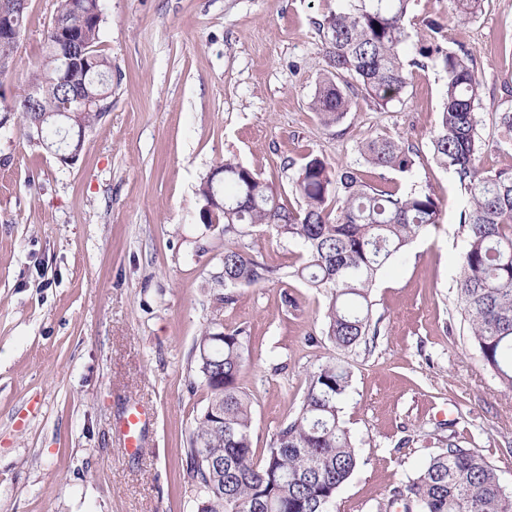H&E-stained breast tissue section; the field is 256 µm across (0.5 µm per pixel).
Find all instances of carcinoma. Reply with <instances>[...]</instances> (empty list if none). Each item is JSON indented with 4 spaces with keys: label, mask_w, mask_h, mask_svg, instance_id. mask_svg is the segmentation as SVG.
Returning <instances> with one entry per match:
<instances>
[{
    "label": "carcinoma",
    "mask_w": 512,
    "mask_h": 512,
    "mask_svg": "<svg viewBox=\"0 0 512 512\" xmlns=\"http://www.w3.org/2000/svg\"><path fill=\"white\" fill-rule=\"evenodd\" d=\"M348 6L314 22L327 60V75L312 100L326 125L341 122L362 98L386 108L400 101L408 68L433 65L446 77L445 98L431 136L436 163L458 180L466 204L465 236L457 300L479 354L501 385L512 390V168L479 167L477 112L481 84L470 49H450L437 40L442 25L417 34L415 53L405 18L413 0H345ZM483 0H448V20L463 24L481 11ZM27 10L6 7L0 16V62H13ZM67 24L73 52L63 63L55 22ZM104 0H56L53 22L44 31L45 55L31 72L39 87L36 105L28 89L10 102L0 94V112L20 115L31 142L50 143L58 127L34 124L39 112H72L80 100L112 91V61L103 42ZM418 146L377 136L358 146L359 167L339 170L310 154L291 181L297 206L281 202L279 189L244 165L226 160L224 179L204 180L199 195L224 198V208L205 212L224 232V287L254 286L295 278L328 298L325 336L347 351L377 335L370 318V292L419 236L437 226L441 204L411 188L399 192L365 178L364 169L408 173ZM263 227L301 246L303 262L289 272L250 257L238 239ZM247 337L210 328L200 337L197 373L208 404L188 437L183 479L195 491L197 512H332L336 492L357 467V456L339 418L348 396V368L326 362L311 373L298 413L271 440L266 453L252 449L251 401L239 386ZM403 512H512V496L476 449L448 440L415 477L391 491L385 508Z\"/></svg>",
    "instance_id": "1"
}]
</instances>
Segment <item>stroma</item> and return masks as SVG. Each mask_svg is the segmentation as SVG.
Segmentation results:
<instances>
[{"label":"stroma","instance_id":"1","mask_svg":"<svg viewBox=\"0 0 512 512\" xmlns=\"http://www.w3.org/2000/svg\"><path fill=\"white\" fill-rule=\"evenodd\" d=\"M101 45L112 104L74 164L30 143L11 115L0 137V512H195L182 459L207 405L195 344L210 322L245 330L241 387L252 448L263 454L295 415L309 375L348 366L341 420L358 466L335 512H378L448 439L478 449L512 494V391L483 365L457 304L465 197L435 163L430 139L446 79L408 74L399 103L359 101L325 125L311 108L327 68L316 19L340 0H106ZM54 0H29L6 95L42 58ZM443 22L465 45L482 87L481 165L512 168L498 115L512 109V0H484L464 24L448 0H414L410 33ZM375 136L413 142L411 173L386 187L443 203L436 228L411 243L372 288L380 333L343 352L322 337L325 293L293 279L224 289V235L200 218V184L227 159L275 182L294 202L292 165L315 154L358 163ZM240 246L291 270L301 248L255 229ZM145 409L142 446L127 451L126 416Z\"/></svg>","mask_w":512,"mask_h":512}]
</instances>
